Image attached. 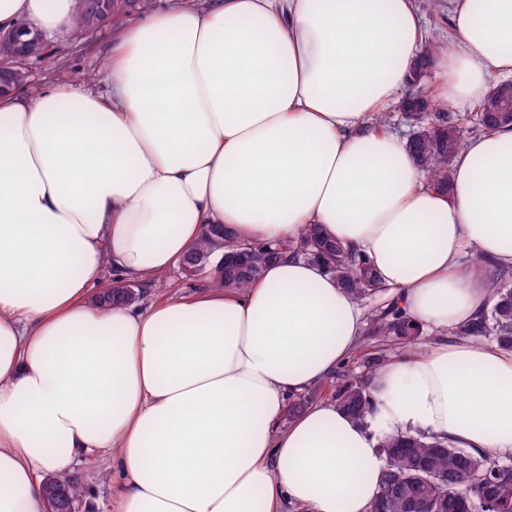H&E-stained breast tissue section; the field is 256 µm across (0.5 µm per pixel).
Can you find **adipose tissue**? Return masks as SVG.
<instances>
[{
    "instance_id": "obj_1",
    "label": "adipose tissue",
    "mask_w": 512,
    "mask_h": 512,
    "mask_svg": "<svg viewBox=\"0 0 512 512\" xmlns=\"http://www.w3.org/2000/svg\"><path fill=\"white\" fill-rule=\"evenodd\" d=\"M75 0H0V32L71 26ZM437 109L512 76V0H448ZM416 0H181L115 30L105 93H0V512L46 475L112 472V512H371L384 440L512 457V349L407 351L364 419L288 402L358 350L367 314L286 243L309 225L366 256L413 320L448 330L512 269V125L470 138L449 188L374 117L424 41ZM210 224L279 260L241 290L104 311L106 280L180 266Z\"/></svg>"
}]
</instances>
